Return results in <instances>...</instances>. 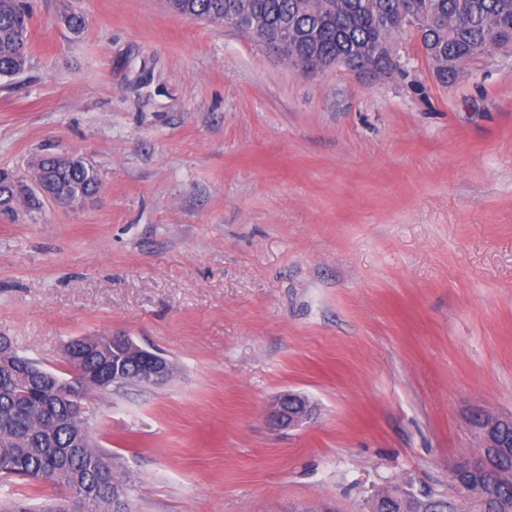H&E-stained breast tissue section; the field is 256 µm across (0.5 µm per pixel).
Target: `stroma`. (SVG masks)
I'll return each instance as SVG.
<instances>
[{"label": "stroma", "mask_w": 512, "mask_h": 512, "mask_svg": "<svg viewBox=\"0 0 512 512\" xmlns=\"http://www.w3.org/2000/svg\"><path fill=\"white\" fill-rule=\"evenodd\" d=\"M31 3L0 169L49 148L102 188L0 218V336L60 376L82 336L176 365L92 405L133 512L447 493L476 414L512 413V58L443 85L405 30L393 72L305 74L165 0ZM288 391L316 416L279 431L263 407Z\"/></svg>", "instance_id": "1"}]
</instances>
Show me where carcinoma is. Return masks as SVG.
<instances>
[{"label":"carcinoma","instance_id":"cac0c4a2","mask_svg":"<svg viewBox=\"0 0 512 512\" xmlns=\"http://www.w3.org/2000/svg\"><path fill=\"white\" fill-rule=\"evenodd\" d=\"M179 15L210 23L230 17L237 27L269 44L288 31L280 53L292 65L319 66L361 61L376 73L396 69L394 36L416 32L436 77L457 80L469 64L512 50V0H167ZM26 0H0V78L11 80L32 66ZM36 175L43 192L17 190L11 173L0 170V213L40 208L43 198L67 202L88 197L99 183L97 170L77 157L41 156ZM88 373L112 371V356L86 336L74 342L72 359ZM29 364L0 367V476L50 484L77 498L83 512H131V476L105 450L74 448L82 426L68 398L48 386L23 383ZM496 455L479 472L452 479L465 498L411 491V512H507L512 508V425L497 430ZM62 497L34 508L22 497L0 498V512H60Z\"/></svg>","mask_w":512,"mask_h":512}]
</instances>
